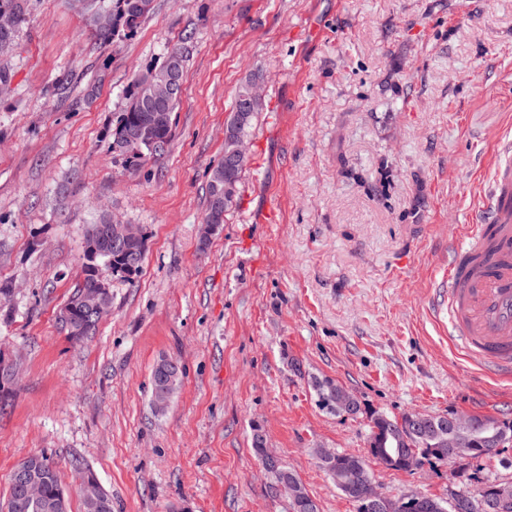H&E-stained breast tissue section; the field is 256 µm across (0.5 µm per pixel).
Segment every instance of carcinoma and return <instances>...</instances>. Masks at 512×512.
<instances>
[{"label":"carcinoma","mask_w":512,"mask_h":512,"mask_svg":"<svg viewBox=\"0 0 512 512\" xmlns=\"http://www.w3.org/2000/svg\"><path fill=\"white\" fill-rule=\"evenodd\" d=\"M81 9L87 17L92 33L99 44L106 46L120 33L133 34L141 26L143 20L152 12L154 0H79ZM10 10L17 16L16 24L8 29L0 28V57L9 55L18 36L21 25L28 15V0H0V12ZM187 48L176 45L169 52L165 62L159 67H149L142 74L135 77L125 93V106L119 113L116 123L109 131V147L122 158V163L127 170H138L148 161L157 159L165 154L171 138V118L176 109L178 99L157 107L146 100L144 88L150 83H157L168 72V66L174 63L180 73H185ZM262 110V102H256L251 112L240 125H232L226 129L225 139H233L239 135L246 137L252 127L253 120ZM167 113L165 125L159 134L162 143L157 145L148 139L133 137V132L142 124L146 113ZM224 173V162H219L212 170L208 184V204L203 217L205 224L224 223V213L228 206L224 205V199H216V191H224V183L216 182L215 176ZM97 264L105 265L112 273L130 281L139 273L142 264H137L134 269L125 268L123 260L118 257V252L108 251L97 258ZM315 389L320 405L331 411L338 410V399L341 385L329 380L315 381ZM372 426L368 440V453L376 462L394 470L410 469L411 465H421L423 462H433L446 465L451 462L448 454V420L442 415L434 416L429 424L420 428L414 435L412 445L405 442V430L400 427L397 418L383 412H374L370 416ZM473 422V460H491L499 449L495 447L493 438L505 435L512 439V423L500 421L495 417L486 415L472 416ZM38 464L44 483L42 498L22 503L21 498L14 489H9L6 499L0 505V512H55L50 506V501L66 492L60 476L49 458L38 456ZM322 467L330 475L336 478V470L347 473V483L336 484V488L356 503H361V486L368 476L366 460L358 455L346 452H338L329 463ZM501 481L487 479L483 483L478 495L474 496L466 490H458L450 500L434 497L432 512H457L456 501L459 499L479 500L490 502L495 499L497 487ZM83 512H112V500L100 487V484L79 482L78 485ZM102 500L100 508L93 510L90 502Z\"/></svg>","instance_id":"carcinoma-1"}]
</instances>
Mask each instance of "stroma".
<instances>
[{"label": "stroma", "mask_w": 512, "mask_h": 512, "mask_svg": "<svg viewBox=\"0 0 512 512\" xmlns=\"http://www.w3.org/2000/svg\"><path fill=\"white\" fill-rule=\"evenodd\" d=\"M187 43L172 136L135 172L106 133L132 78ZM0 95V353L16 382L0 406V496L17 463L46 455L82 512L80 459L112 512H287L254 451L292 471L319 512H357L316 449L366 455L370 414L512 420V379L448 345L436 268L485 194L480 173L512 131V0H154L136 33L101 47L72 0H30ZM264 108L239 192L202 233L212 168L239 85ZM103 215L140 225V272L100 273L110 315L75 342L57 314ZM176 361L165 411L151 373ZM361 412L319 407L312 382ZM398 500L512 481L491 463L369 464Z\"/></svg>", "instance_id": "1"}]
</instances>
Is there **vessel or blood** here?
Masks as SVG:
<instances>
[{
	"label": "vessel or blood",
	"instance_id": "vessel-or-blood-1",
	"mask_svg": "<svg viewBox=\"0 0 512 512\" xmlns=\"http://www.w3.org/2000/svg\"><path fill=\"white\" fill-rule=\"evenodd\" d=\"M443 280L455 336L486 369L512 375V167L497 168Z\"/></svg>",
	"mask_w": 512,
	"mask_h": 512
}]
</instances>
